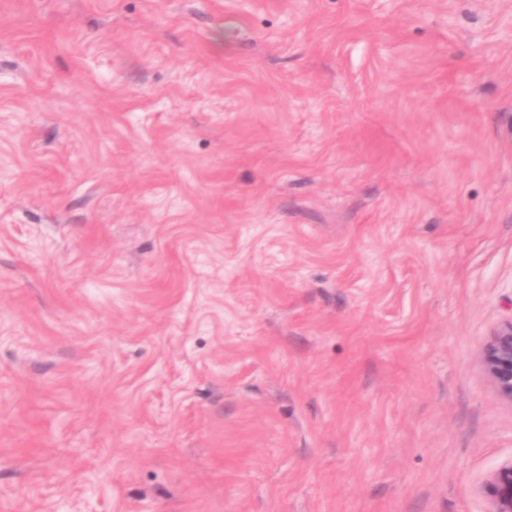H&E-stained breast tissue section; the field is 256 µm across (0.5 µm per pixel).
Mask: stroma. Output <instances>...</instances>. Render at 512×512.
Wrapping results in <instances>:
<instances>
[{
    "label": "stroma",
    "mask_w": 512,
    "mask_h": 512,
    "mask_svg": "<svg viewBox=\"0 0 512 512\" xmlns=\"http://www.w3.org/2000/svg\"><path fill=\"white\" fill-rule=\"evenodd\" d=\"M512 0H0V512H488Z\"/></svg>",
    "instance_id": "35a3bbf8"
}]
</instances>
